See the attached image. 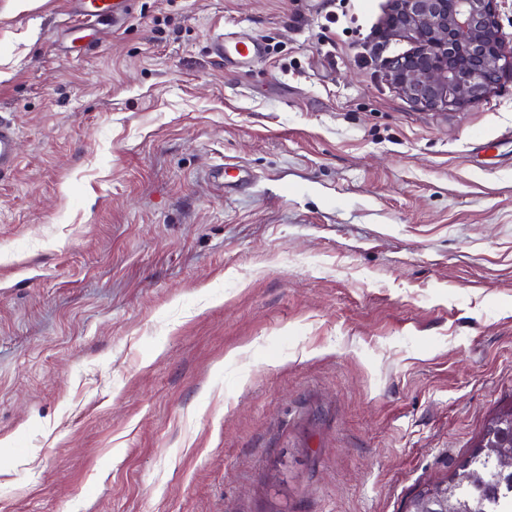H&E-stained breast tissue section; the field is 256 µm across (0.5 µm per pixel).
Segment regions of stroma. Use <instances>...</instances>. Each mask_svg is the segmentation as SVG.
<instances>
[{"mask_svg": "<svg viewBox=\"0 0 512 512\" xmlns=\"http://www.w3.org/2000/svg\"><path fill=\"white\" fill-rule=\"evenodd\" d=\"M389 7L0 0V512H404L512 407V74L412 104ZM125 1L128 0H72L76 5V11L83 16H96L111 18L117 21L123 8ZM212 49L224 63L239 66H247L263 56V46L258 40L233 33H219L213 40ZM16 129L11 123L0 118V169L12 167L17 160Z\"/></svg>", "mask_w": 512, "mask_h": 512, "instance_id": "35a3bbf8", "label": "stroma"}]
</instances>
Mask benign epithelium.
<instances>
[{
	"mask_svg": "<svg viewBox=\"0 0 512 512\" xmlns=\"http://www.w3.org/2000/svg\"><path fill=\"white\" fill-rule=\"evenodd\" d=\"M388 32L412 48L387 60L386 76L418 106L475 104L512 71V45L499 33L498 0H391ZM405 512H448L447 483Z\"/></svg>",
	"mask_w": 512,
	"mask_h": 512,
	"instance_id": "7a95c632",
	"label": "benign epithelium"
}]
</instances>
